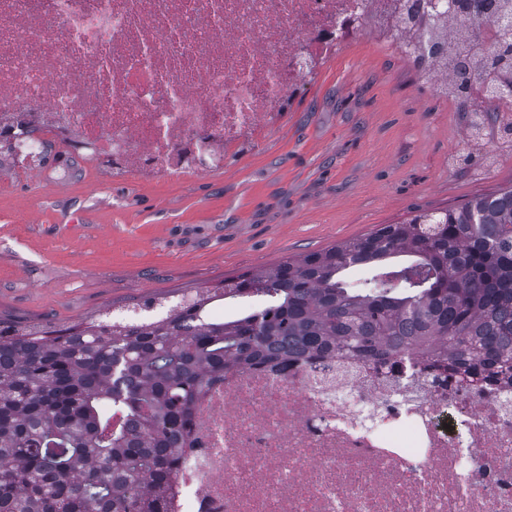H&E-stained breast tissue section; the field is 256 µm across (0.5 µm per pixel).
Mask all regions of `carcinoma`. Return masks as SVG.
<instances>
[{
  "instance_id": "1",
  "label": "carcinoma",
  "mask_w": 512,
  "mask_h": 512,
  "mask_svg": "<svg viewBox=\"0 0 512 512\" xmlns=\"http://www.w3.org/2000/svg\"><path fill=\"white\" fill-rule=\"evenodd\" d=\"M434 0L418 19L448 14ZM497 46L458 73L512 89V0ZM481 149L497 114L467 115ZM362 268L366 276L348 273ZM226 299L249 310L215 319ZM415 354L479 384L512 380V187L184 294L156 320L48 330L0 319V512H168L190 408L216 374L305 353Z\"/></svg>"
}]
</instances>
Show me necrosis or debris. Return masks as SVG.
Wrapping results in <instances>:
<instances>
[{"label": "necrosis or debris", "instance_id": "1", "mask_svg": "<svg viewBox=\"0 0 512 512\" xmlns=\"http://www.w3.org/2000/svg\"><path fill=\"white\" fill-rule=\"evenodd\" d=\"M424 0H0V145L66 147L112 178L220 171L309 74L371 29L416 41ZM453 413L452 424L441 416ZM173 512H512V384L331 354L213 377Z\"/></svg>", "mask_w": 512, "mask_h": 512}]
</instances>
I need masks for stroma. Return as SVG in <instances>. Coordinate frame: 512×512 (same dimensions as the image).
<instances>
[{
	"instance_id": "1",
	"label": "stroma",
	"mask_w": 512,
	"mask_h": 512,
	"mask_svg": "<svg viewBox=\"0 0 512 512\" xmlns=\"http://www.w3.org/2000/svg\"><path fill=\"white\" fill-rule=\"evenodd\" d=\"M465 127L435 72L368 34L223 170L159 188L74 163L0 184V317L70 326L512 186V150L491 134L478 152Z\"/></svg>"
}]
</instances>
